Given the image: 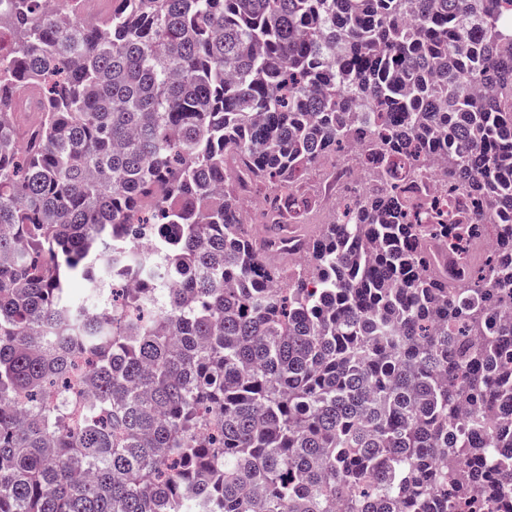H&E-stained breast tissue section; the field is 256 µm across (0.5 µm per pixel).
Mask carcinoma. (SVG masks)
I'll use <instances>...</instances> for the list:
<instances>
[{"label": "carcinoma", "instance_id": "1", "mask_svg": "<svg viewBox=\"0 0 512 512\" xmlns=\"http://www.w3.org/2000/svg\"><path fill=\"white\" fill-rule=\"evenodd\" d=\"M61 2L0 0V512H512V0ZM90 373L89 366L81 363L80 368L68 379L69 386L65 393L54 394L53 404L56 409L66 410L70 413H75L82 409Z\"/></svg>", "mask_w": 512, "mask_h": 512}]
</instances>
